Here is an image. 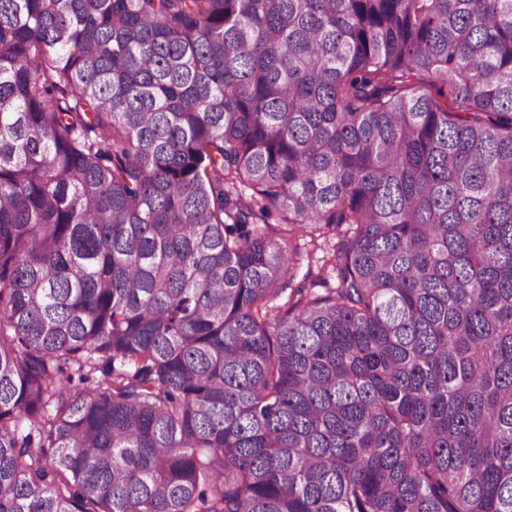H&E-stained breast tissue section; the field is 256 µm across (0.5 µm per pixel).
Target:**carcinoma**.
Returning a JSON list of instances; mask_svg holds the SVG:
<instances>
[{"label": "carcinoma", "mask_w": 512, "mask_h": 512, "mask_svg": "<svg viewBox=\"0 0 512 512\" xmlns=\"http://www.w3.org/2000/svg\"><path fill=\"white\" fill-rule=\"evenodd\" d=\"M0 512H512V0H0ZM343 229L344 226L336 231V238L334 237L335 233L331 232L329 236L315 240L314 243H311L308 237L297 240L298 256L294 257L296 260L295 277L291 279L289 283L288 281L285 283V291L280 296L274 298L270 303L271 305L274 307L282 306L288 300V288H297L298 286L311 288V280L319 272L320 266L324 263L323 257L326 256L328 250L332 248V245L337 242V234ZM309 269H311V276L305 279Z\"/></svg>", "instance_id": "obj_1"}]
</instances>
